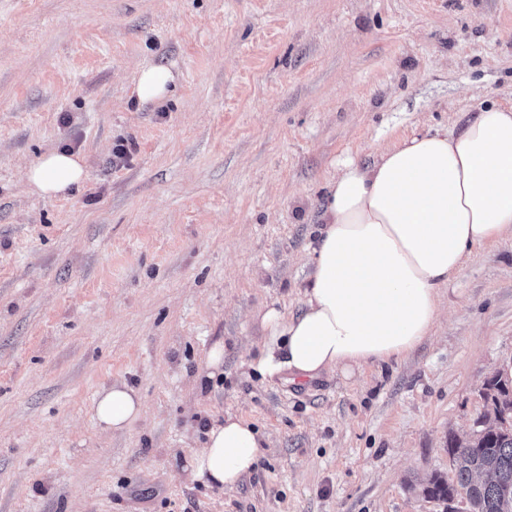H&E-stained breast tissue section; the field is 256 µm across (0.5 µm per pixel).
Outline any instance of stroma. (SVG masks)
I'll use <instances>...</instances> for the list:
<instances>
[{
  "mask_svg": "<svg viewBox=\"0 0 512 512\" xmlns=\"http://www.w3.org/2000/svg\"><path fill=\"white\" fill-rule=\"evenodd\" d=\"M144 64L168 99L138 102ZM489 100L512 106V0H0V512H440L449 434L512 374V237L471 248L389 365L263 376L259 315L302 308L340 164ZM66 149L85 181L31 193ZM118 382L142 412L112 435L93 403ZM227 414L256 466L186 480ZM176 83L174 73L165 67L144 66L137 74L135 94L139 101H162L171 92V85ZM86 177V167L78 155L54 151L40 157L27 168L25 179L33 193L53 198L65 195Z\"/></svg>",
  "mask_w": 512,
  "mask_h": 512,
  "instance_id": "stroma-1",
  "label": "stroma"
}]
</instances>
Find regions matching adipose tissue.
<instances>
[{
    "instance_id": "adipose-tissue-1",
    "label": "adipose tissue",
    "mask_w": 512,
    "mask_h": 512,
    "mask_svg": "<svg viewBox=\"0 0 512 512\" xmlns=\"http://www.w3.org/2000/svg\"><path fill=\"white\" fill-rule=\"evenodd\" d=\"M85 177L83 159L65 151L43 155L25 174L30 190L48 198ZM319 222L303 308L287 315L272 307L261 317L262 375L350 373L399 359L430 336L439 292L468 248L512 236V108L482 105L460 130L405 135L371 163L346 162L327 184ZM141 411L124 384L95 399L105 431L128 429ZM262 440L242 417L212 422L187 458L188 479L235 488Z\"/></svg>"
}]
</instances>
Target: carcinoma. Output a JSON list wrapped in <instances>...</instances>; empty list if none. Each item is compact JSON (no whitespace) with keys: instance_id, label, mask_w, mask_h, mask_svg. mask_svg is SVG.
Here are the masks:
<instances>
[{"instance_id":"obj_1","label":"carcinoma","mask_w":512,"mask_h":512,"mask_svg":"<svg viewBox=\"0 0 512 512\" xmlns=\"http://www.w3.org/2000/svg\"><path fill=\"white\" fill-rule=\"evenodd\" d=\"M483 398L488 427L448 436L454 478L434 476L423 495L437 502L457 499L467 512H512V379L494 377L484 385Z\"/></svg>"}]
</instances>
